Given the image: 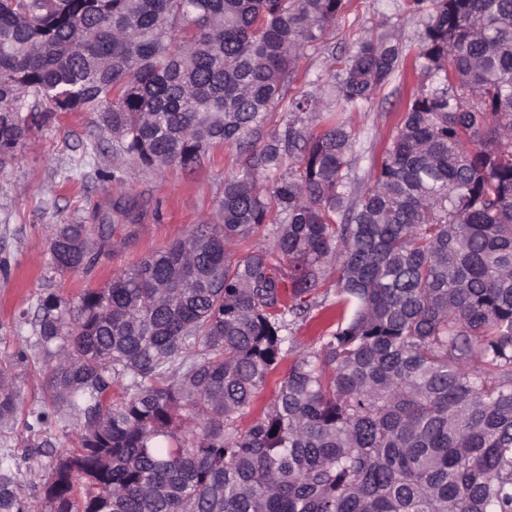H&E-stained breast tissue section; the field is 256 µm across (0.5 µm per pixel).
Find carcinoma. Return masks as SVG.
Masks as SVG:
<instances>
[{"label": "carcinoma", "mask_w": 512, "mask_h": 512, "mask_svg": "<svg viewBox=\"0 0 512 512\" xmlns=\"http://www.w3.org/2000/svg\"><path fill=\"white\" fill-rule=\"evenodd\" d=\"M348 2L0 0L1 166L75 112L147 166L248 152L211 219L74 307L40 303L51 392L32 417H83L48 512H512V0H406L425 15L411 60L391 35L357 41L341 111L397 75L433 79L364 190L356 133L319 97L288 99L284 133L251 141ZM120 228L59 225L51 264L91 273ZM333 266L347 321L257 408L286 315L306 310L283 285L307 296ZM19 401L1 367V422ZM0 512H24L10 478Z\"/></svg>", "instance_id": "carcinoma-1"}]
</instances>
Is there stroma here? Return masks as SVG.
Instances as JSON below:
<instances>
[{"label":"stroma","mask_w":512,"mask_h":512,"mask_svg":"<svg viewBox=\"0 0 512 512\" xmlns=\"http://www.w3.org/2000/svg\"><path fill=\"white\" fill-rule=\"evenodd\" d=\"M421 17L409 13L404 0H352L324 43L310 47L288 82V95L322 93L324 106L334 104L337 90L325 85L340 72L355 41L362 36L397 35L408 54L418 50ZM425 75L395 79L348 116L358 134L356 174L367 181L396 131L399 117ZM246 155L232 144L212 148L201 164L147 167L134 159L115 164L112 138L102 134L84 112L63 114L34 129L15 159L0 167V364L10 366L20 391L15 417L0 425V476L14 478L24 504H43L44 485L76 436L79 420L64 412L38 432L26 428L47 393L46 361L34 333L38 304L49 294L77 303L87 288H99L113 272L136 264L152 251L183 237L210 217L224 193V180L239 172ZM112 212L122 232L112 238V253L92 274H60L50 264L49 244L58 225L88 224L93 206ZM328 283L310 299L304 315L288 320V354L257 397L269 404L288 376L294 356L317 350L335 331L338 268L327 271ZM39 456L28 457L32 442Z\"/></svg>","instance_id":"obj_1"}]
</instances>
